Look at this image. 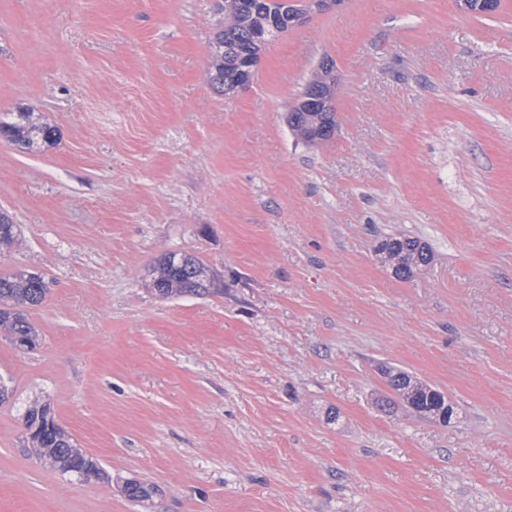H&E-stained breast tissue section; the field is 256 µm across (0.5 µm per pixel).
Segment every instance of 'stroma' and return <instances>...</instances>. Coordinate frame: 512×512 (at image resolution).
Masks as SVG:
<instances>
[{"instance_id": "35a3bbf8", "label": "stroma", "mask_w": 512, "mask_h": 512, "mask_svg": "<svg viewBox=\"0 0 512 512\" xmlns=\"http://www.w3.org/2000/svg\"><path fill=\"white\" fill-rule=\"evenodd\" d=\"M217 0H0V209L42 273L36 349L0 337V512H512V0H341L271 41L251 83L207 79ZM333 61L338 131L286 113ZM425 243L401 278L382 239ZM210 296L147 290L161 255ZM448 395L449 425L381 406V367ZM45 395L100 462L84 482L28 454ZM336 420H329V413ZM2 128L9 142L30 153H38L50 146L57 136L54 126L44 122L39 114L27 110L1 112L0 130ZM122 493L131 502L154 503L160 496L159 489L153 483L137 477L126 478L122 483Z\"/></svg>"}]
</instances>
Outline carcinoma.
I'll return each instance as SVG.
<instances>
[{
    "label": "carcinoma",
    "instance_id": "obj_1",
    "mask_svg": "<svg viewBox=\"0 0 512 512\" xmlns=\"http://www.w3.org/2000/svg\"><path fill=\"white\" fill-rule=\"evenodd\" d=\"M253 8L240 13L235 24L219 30L212 43L210 65L207 71L210 84L224 91L225 80L240 68L257 66L263 50L276 36L290 29L293 13L291 0H250ZM0 129L13 145L30 153H38L53 144L57 130L34 112H1ZM20 233L19 225L8 215L0 213V252L10 248ZM417 239L405 237L391 243L396 251L408 252L413 264L411 271L400 274L408 278L422 265L429 263L431 255L415 257L414 244ZM207 265L199 258L188 254L182 258L162 255L149 269V290L158 298L173 300L185 296L203 297L212 292L206 280ZM48 288L44 277L36 272L16 268L0 272V336L13 339L25 336L38 340V332L23 309L41 306L47 297ZM411 378L409 372L397 371L387 381L389 389L404 399V379ZM54 417L48 402L28 406L21 418L25 431L31 433L28 442L37 458L64 473L77 476L82 481L103 480L104 469L88 455L80 460L73 458L77 444L58 424L48 422ZM122 493L131 502L152 503L160 496L156 485L137 477L127 478L122 483Z\"/></svg>",
    "mask_w": 512,
    "mask_h": 512
}]
</instances>
